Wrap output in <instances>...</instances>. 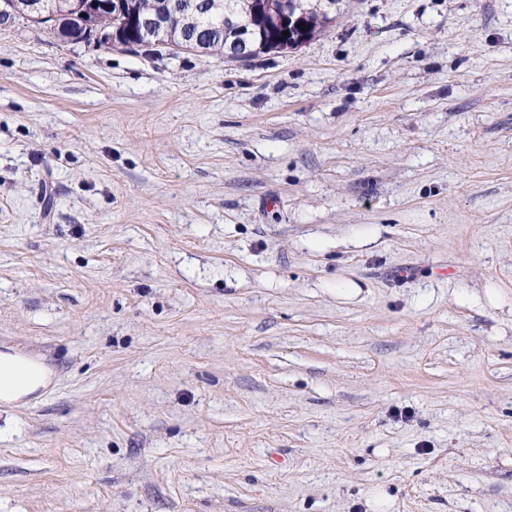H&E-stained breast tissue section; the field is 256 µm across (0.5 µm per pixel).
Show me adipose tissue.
Returning <instances> with one entry per match:
<instances>
[{
    "label": "adipose tissue",
    "mask_w": 512,
    "mask_h": 512,
    "mask_svg": "<svg viewBox=\"0 0 512 512\" xmlns=\"http://www.w3.org/2000/svg\"><path fill=\"white\" fill-rule=\"evenodd\" d=\"M54 383L55 374L42 358L18 349L0 351L1 409L26 405Z\"/></svg>",
    "instance_id": "1"
}]
</instances>
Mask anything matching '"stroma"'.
<instances>
[{"mask_svg": "<svg viewBox=\"0 0 512 512\" xmlns=\"http://www.w3.org/2000/svg\"><path fill=\"white\" fill-rule=\"evenodd\" d=\"M0 512H512V0H338L240 61L0 27ZM55 383L54 371L41 357L23 350L0 351V408L24 406Z\"/></svg>", "mask_w": 512, "mask_h": 512, "instance_id": "35a3bbf8", "label": "stroma"}]
</instances>
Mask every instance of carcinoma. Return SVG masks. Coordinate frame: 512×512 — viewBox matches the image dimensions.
I'll use <instances>...</instances> for the list:
<instances>
[{
	"instance_id": "obj_1",
	"label": "carcinoma",
	"mask_w": 512,
	"mask_h": 512,
	"mask_svg": "<svg viewBox=\"0 0 512 512\" xmlns=\"http://www.w3.org/2000/svg\"><path fill=\"white\" fill-rule=\"evenodd\" d=\"M165 0H129L136 12L145 17H152L159 11V5ZM178 6L182 17L173 24L156 25L157 37L144 41L131 42L132 48L151 47L159 52L163 49L169 52L190 51L201 54L224 52V47L237 36V30L230 24L221 22L222 17L233 15L246 18L252 12L253 0H170ZM294 6L288 26L285 29L272 22L270 17L263 18L258 26L262 28L261 39L268 45L282 40V32L295 33L305 29L316 35L326 29L331 19L326 10V0H288ZM14 10L15 19H24L34 26L46 28L55 32L56 24L64 23L76 42L84 40L83 29L76 13L73 11V0H46L51 14L56 20H35L29 10L30 0H7Z\"/></svg>"
}]
</instances>
